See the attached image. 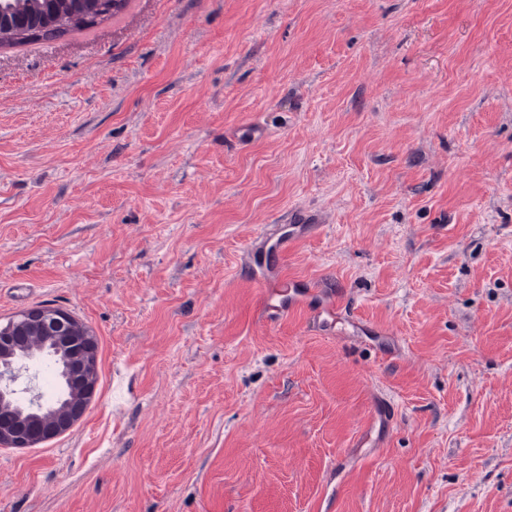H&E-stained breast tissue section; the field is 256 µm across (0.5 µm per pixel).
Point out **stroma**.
Listing matches in <instances>:
<instances>
[{"mask_svg":"<svg viewBox=\"0 0 512 512\" xmlns=\"http://www.w3.org/2000/svg\"><path fill=\"white\" fill-rule=\"evenodd\" d=\"M294 209L283 272L386 347L259 320ZM37 305L98 381L0 447V512H512V0H130L0 48V323Z\"/></svg>","mask_w":512,"mask_h":512,"instance_id":"obj_1","label":"stroma"}]
</instances>
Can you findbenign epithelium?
I'll use <instances>...</instances> for the list:
<instances>
[{"instance_id":"7a95c632","label":"benign epithelium","mask_w":512,"mask_h":512,"mask_svg":"<svg viewBox=\"0 0 512 512\" xmlns=\"http://www.w3.org/2000/svg\"><path fill=\"white\" fill-rule=\"evenodd\" d=\"M25 338H40L45 351L60 366V391L51 401L31 402L30 414L43 424L31 426L14 405L15 368L26 359ZM98 352L89 328L73 315L55 308L39 307L17 313L8 331L0 334V446L33 448L65 433L80 420L97 381Z\"/></svg>"}]
</instances>
